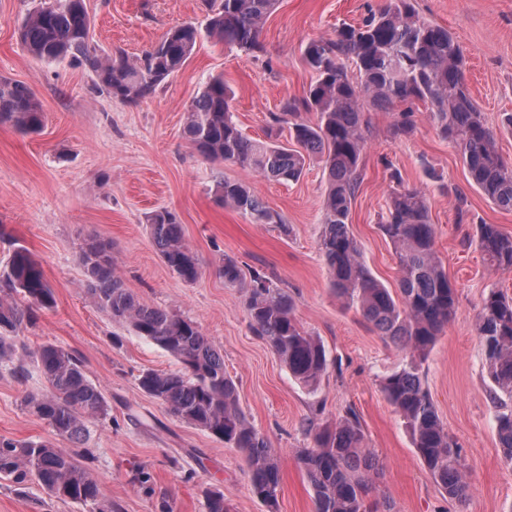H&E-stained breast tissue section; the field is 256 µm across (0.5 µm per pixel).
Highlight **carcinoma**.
Wrapping results in <instances>:
<instances>
[{"mask_svg":"<svg viewBox=\"0 0 512 512\" xmlns=\"http://www.w3.org/2000/svg\"><path fill=\"white\" fill-rule=\"evenodd\" d=\"M415 0H386L361 24H344L334 37L310 39L303 51L314 73L305 97L292 99L271 123H290L292 145L268 135L243 133L232 112L233 90L224 78L211 79L191 103L183 134L203 159L228 162L269 180L294 182L307 160L317 158L327 172L323 200L325 222L319 240L330 287L350 308L403 353L401 364L381 381L386 399L402 418L430 477L448 498L469 496L465 467L457 446L440 419L425 382L424 363L442 329L455 313L456 288L435 247L436 230L429 200L418 188L403 186L391 173V191L379 229L399 261L398 291L372 273L353 236L349 216L362 182L367 105L393 106L414 100L430 105L429 120L459 150L475 187L496 207L512 211V164L500 155L496 134L482 117L468 87L464 52L445 27L419 18ZM277 0H211L203 27L183 23L170 28L142 57L122 51L104 55L91 42L85 0H42L19 27L27 53L48 64L77 61L112 99L138 103L178 72L206 40L260 52V34ZM316 115L311 122L301 110ZM0 123L37 134L44 114L33 91L0 79ZM216 202L248 216L254 224L285 227L279 212L261 201L248 183L224 178L214 185ZM151 238L164 264L186 283L201 277L198 256L185 243L177 215L161 209L148 215ZM476 242L494 269H512V234L497 224L481 223ZM86 287L100 310L126 324L176 359V372L148 370L140 388L176 418L238 449L244 456L251 488L276 512L280 465L276 449L242 413L234 380L224 372V356L199 326L174 311L135 299L112 267L110 246L93 240L81 254ZM224 283L248 289L250 325L301 383L313 387L326 369L320 341L304 330L286 290L258 271L245 275L238 263L224 259ZM55 298L41 266L24 247L15 248L0 267V361L15 363L27 374L32 360L47 391L24 396L22 405L45 422L72 448L48 441L0 438V479L18 486L33 482L50 497L112 512L98 502L96 482L74 447L83 444L88 423L107 414L102 391L87 378L79 359L53 344L24 354L15 341L33 321V308H50ZM491 382L496 433L504 457L512 462V297L490 290L476 322ZM315 447L297 452V462L312 488L314 512H379L370 499L379 462L362 447L355 415L331 431L314 434Z\"/></svg>","mask_w":512,"mask_h":512,"instance_id":"obj_1","label":"carcinoma"}]
</instances>
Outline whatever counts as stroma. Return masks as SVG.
<instances>
[{"label": "stroma", "instance_id": "stroma-1", "mask_svg": "<svg viewBox=\"0 0 512 512\" xmlns=\"http://www.w3.org/2000/svg\"><path fill=\"white\" fill-rule=\"evenodd\" d=\"M385 0H279L264 24L257 54L203 42L179 72L149 98L126 104L99 93L76 62L46 64L22 47L17 28L38 0H0V77L28 86L40 100L44 127L25 135L0 125V263L12 245L27 248L54 291L53 307L38 310L19 332L28 349L61 347L82 363L108 404L89 423L83 463L99 498L115 512H204L207 494L224 493L229 512H268L253 494L241 453L188 425L138 386L142 372L175 371L176 360L153 342L112 322L85 287L80 255L94 239L110 242L112 265L126 288L147 305L194 321L224 356L239 406L279 455L278 512H314L312 491L296 451L316 430L355 413L364 446L377 457L372 495L390 512H512V463L499 446L484 353L475 324L482 299L497 288L512 296V270L493 272L475 241L477 224L512 233V211L494 206L472 185L457 148L427 120L423 102L410 104L415 127L393 133L401 105L367 106L364 179L352 204L350 228L364 259L387 287L396 288L395 252L379 230L400 172L405 185L426 192L436 247L457 288L456 312L425 364L435 408L457 443L470 495L448 498L428 475L402 421L381 391L382 378L403 354L347 308L330 288L319 251L326 175L311 161L296 182H277L198 156L183 137L186 110L212 77L234 90L242 131L264 138L271 113L302 98L313 81L302 49L308 39L359 24ZM422 19L448 28L464 49L473 98L497 148L512 161V135L500 132L512 113V0H416ZM93 42L106 52L137 57L173 26L203 23L207 0H87ZM246 178L284 225L254 224L216 203V176ZM465 207H458L456 193ZM176 213L197 254L202 276L179 279L161 260L145 225L147 215ZM232 258L244 272L273 275L295 303L305 330L324 345L327 368L317 386L300 383L249 326L245 290L225 284L220 268ZM36 368L19 378L0 364V437L42 440L51 428L21 404L44 391ZM148 483H139V473ZM0 512H92L91 505L49 497L39 486L0 479Z\"/></svg>", "mask_w": 512, "mask_h": 512}]
</instances>
